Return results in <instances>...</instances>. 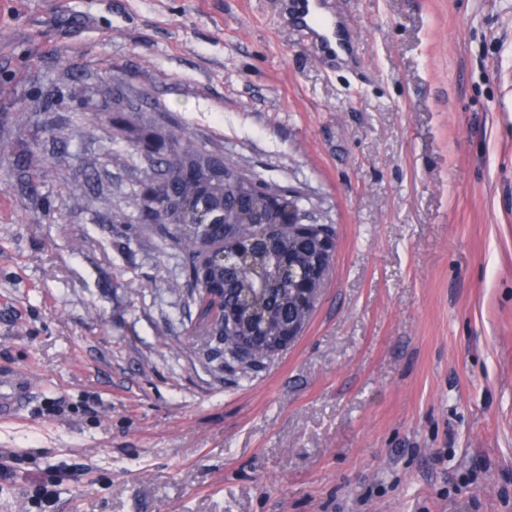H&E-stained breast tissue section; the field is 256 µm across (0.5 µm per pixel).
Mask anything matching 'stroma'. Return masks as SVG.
<instances>
[{
    "label": "stroma",
    "instance_id": "stroma-1",
    "mask_svg": "<svg viewBox=\"0 0 512 512\" xmlns=\"http://www.w3.org/2000/svg\"><path fill=\"white\" fill-rule=\"evenodd\" d=\"M0 0V512H512V0ZM334 225L301 336L225 365L140 220L133 109ZM289 4L291 14L297 23L316 34L323 53L335 56L337 49L347 52L351 49V38L344 32L333 13L326 15L311 12L310 0H291Z\"/></svg>",
    "mask_w": 512,
    "mask_h": 512
}]
</instances>
